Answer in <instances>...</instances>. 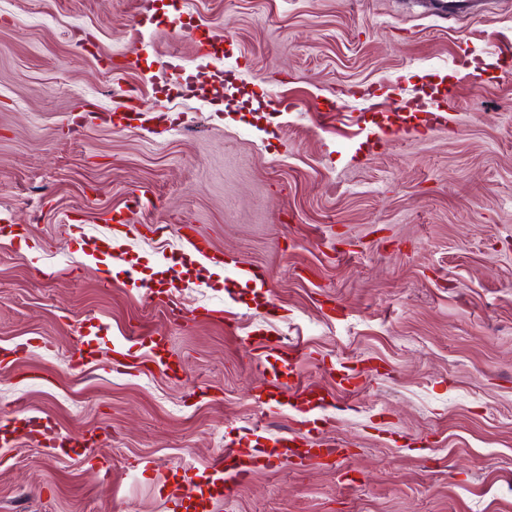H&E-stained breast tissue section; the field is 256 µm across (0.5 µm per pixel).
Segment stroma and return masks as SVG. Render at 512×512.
Instances as JSON below:
<instances>
[{
  "mask_svg": "<svg viewBox=\"0 0 512 512\" xmlns=\"http://www.w3.org/2000/svg\"><path fill=\"white\" fill-rule=\"evenodd\" d=\"M158 334L181 380L144 363ZM289 346L312 436L352 454L215 512H512V0H0V425L103 436L0 447V512H178L226 442L294 429L255 401ZM432 3L437 14L445 20L477 21L486 15V6L493 0H435Z\"/></svg>",
  "mask_w": 512,
  "mask_h": 512,
  "instance_id": "obj_1",
  "label": "stroma"
}]
</instances>
